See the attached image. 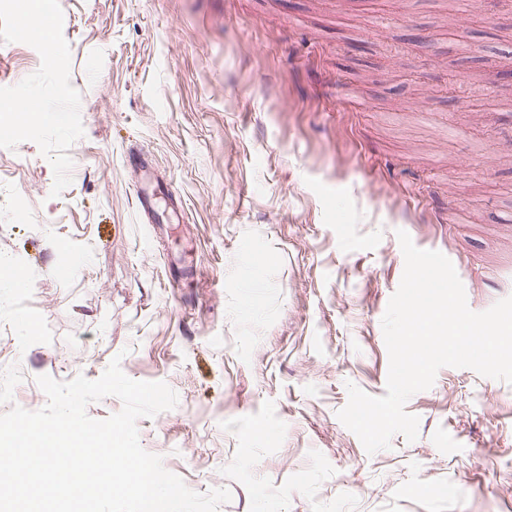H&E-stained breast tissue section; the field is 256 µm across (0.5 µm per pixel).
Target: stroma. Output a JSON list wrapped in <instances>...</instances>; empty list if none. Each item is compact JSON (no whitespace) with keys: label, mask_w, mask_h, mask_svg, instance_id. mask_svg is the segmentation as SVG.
<instances>
[{"label":"stroma","mask_w":512,"mask_h":512,"mask_svg":"<svg viewBox=\"0 0 512 512\" xmlns=\"http://www.w3.org/2000/svg\"><path fill=\"white\" fill-rule=\"evenodd\" d=\"M59 2L84 134L56 197L36 143L0 147L25 275L0 282V414L117 356L176 392L140 444L228 489L219 512H512V384L441 368L417 439L373 454L337 417L347 383L386 393L397 231L472 311L512 296V0ZM40 63L0 42V87Z\"/></svg>","instance_id":"stroma-1"}]
</instances>
